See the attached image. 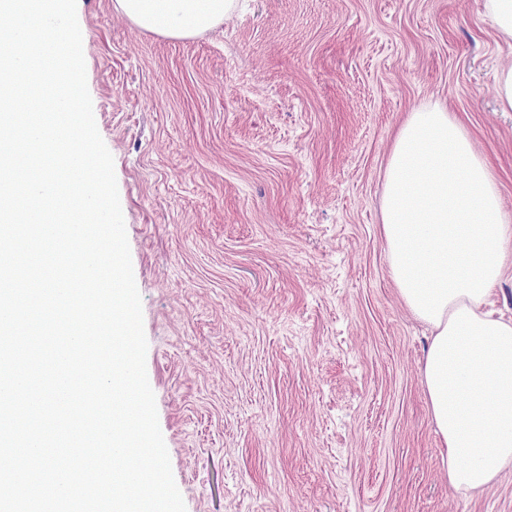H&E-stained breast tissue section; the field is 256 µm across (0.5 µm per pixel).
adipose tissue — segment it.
<instances>
[{
  "mask_svg": "<svg viewBox=\"0 0 512 512\" xmlns=\"http://www.w3.org/2000/svg\"><path fill=\"white\" fill-rule=\"evenodd\" d=\"M113 7L143 30L185 39L223 23L237 0H113ZM378 230L403 303L431 330L420 371L448 483L482 494L512 470V318L493 308L512 255V213L448 111L410 113L399 128Z\"/></svg>",
  "mask_w": 512,
  "mask_h": 512,
  "instance_id": "adipose-tissue-1",
  "label": "adipose tissue"
}]
</instances>
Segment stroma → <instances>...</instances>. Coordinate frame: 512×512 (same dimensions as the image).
Wrapping results in <instances>:
<instances>
[{"label": "stroma", "mask_w": 512, "mask_h": 512, "mask_svg": "<svg viewBox=\"0 0 512 512\" xmlns=\"http://www.w3.org/2000/svg\"><path fill=\"white\" fill-rule=\"evenodd\" d=\"M76 0L186 512H512L452 489L391 279L385 168L457 117L512 213V66L485 0H239L191 39ZM496 94L504 110H512V67L499 70L495 82Z\"/></svg>", "instance_id": "stroma-1"}]
</instances>
